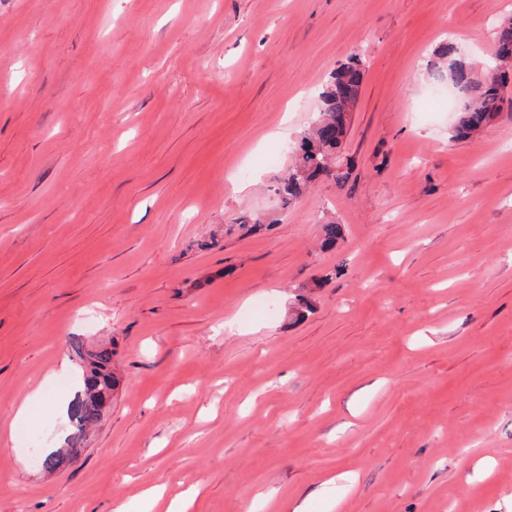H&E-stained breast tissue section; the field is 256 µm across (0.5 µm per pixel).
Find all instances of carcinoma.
Listing matches in <instances>:
<instances>
[{"mask_svg":"<svg viewBox=\"0 0 512 512\" xmlns=\"http://www.w3.org/2000/svg\"><path fill=\"white\" fill-rule=\"evenodd\" d=\"M435 55L447 62V68H437L431 76L465 92L455 121L448 128L449 139L469 140L495 121L503 109L505 90L512 76V17L497 24L493 50L480 70L463 57L461 47L454 42L442 44ZM363 78V61L354 55L336 68L319 93L321 106L300 139L288 176L279 180L276 188L283 205L294 204L320 178L338 187L349 182L350 170L343 162L341 145L350 125V112L358 103ZM72 351L76 361L84 365L85 391L70 408L78 432L94 428L104 414L106 402L112 398L117 385L112 373L115 351L104 345L87 352L79 343L72 346Z\"/></svg>","mask_w":512,"mask_h":512,"instance_id":"1","label":"carcinoma"}]
</instances>
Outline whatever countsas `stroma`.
<instances>
[{
	"mask_svg": "<svg viewBox=\"0 0 512 512\" xmlns=\"http://www.w3.org/2000/svg\"><path fill=\"white\" fill-rule=\"evenodd\" d=\"M512 0H0V512H512V105L428 71ZM345 187L273 192L350 56ZM341 226L335 248L323 225ZM305 295L312 310L296 318ZM114 344L81 454L56 371ZM26 419L13 411L34 389Z\"/></svg>",
	"mask_w": 512,
	"mask_h": 512,
	"instance_id": "obj_1",
	"label": "stroma"
}]
</instances>
